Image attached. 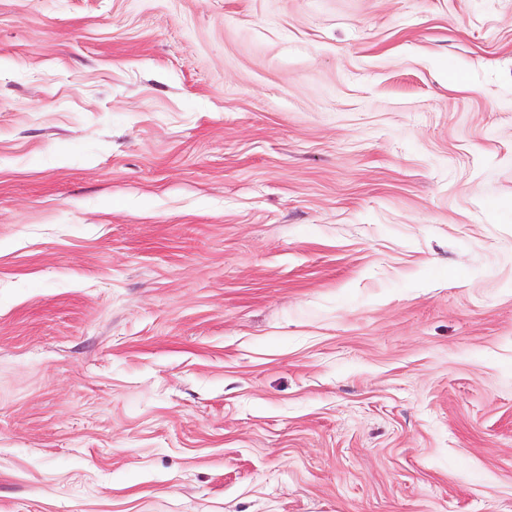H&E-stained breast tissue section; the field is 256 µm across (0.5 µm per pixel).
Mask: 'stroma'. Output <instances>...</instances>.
Wrapping results in <instances>:
<instances>
[{
	"instance_id": "35a3bbf8",
	"label": "stroma",
	"mask_w": 512,
	"mask_h": 512,
	"mask_svg": "<svg viewBox=\"0 0 512 512\" xmlns=\"http://www.w3.org/2000/svg\"><path fill=\"white\" fill-rule=\"evenodd\" d=\"M0 512H512V0H0Z\"/></svg>"
}]
</instances>
